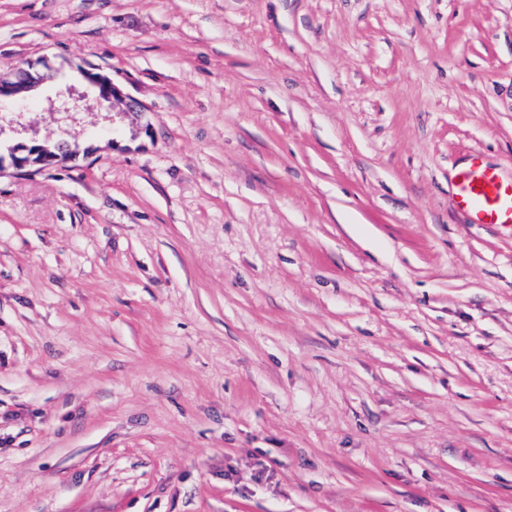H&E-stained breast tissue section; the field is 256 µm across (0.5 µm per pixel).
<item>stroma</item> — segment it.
Listing matches in <instances>:
<instances>
[{
    "label": "stroma",
    "mask_w": 512,
    "mask_h": 512,
    "mask_svg": "<svg viewBox=\"0 0 512 512\" xmlns=\"http://www.w3.org/2000/svg\"><path fill=\"white\" fill-rule=\"evenodd\" d=\"M41 58L0 141L93 155L0 174V512H512V227L452 189L512 0H0ZM83 80L94 88L98 98L108 103L107 110H112L114 101L120 100L123 96L121 90L108 75L96 71L94 68L81 70Z\"/></svg>",
    "instance_id": "35a3bbf8"
}]
</instances>
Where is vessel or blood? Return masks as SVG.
I'll return each mask as SVG.
<instances>
[{
  "label": "vessel or blood",
  "mask_w": 512,
  "mask_h": 512,
  "mask_svg": "<svg viewBox=\"0 0 512 512\" xmlns=\"http://www.w3.org/2000/svg\"><path fill=\"white\" fill-rule=\"evenodd\" d=\"M454 201L471 223L512 226V174L472 153L455 175Z\"/></svg>",
  "instance_id": "b4317fda"
}]
</instances>
